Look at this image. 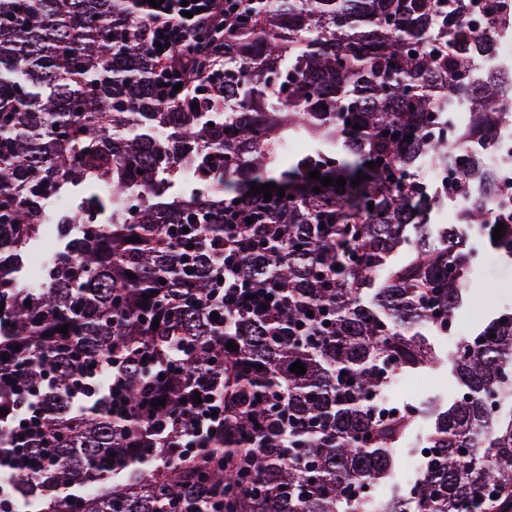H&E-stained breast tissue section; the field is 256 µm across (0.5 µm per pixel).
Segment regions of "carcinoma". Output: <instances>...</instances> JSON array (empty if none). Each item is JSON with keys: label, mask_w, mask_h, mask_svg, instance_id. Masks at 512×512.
<instances>
[{"label": "carcinoma", "mask_w": 512, "mask_h": 512, "mask_svg": "<svg viewBox=\"0 0 512 512\" xmlns=\"http://www.w3.org/2000/svg\"><path fill=\"white\" fill-rule=\"evenodd\" d=\"M133 11L0 0V465L30 477L6 497L36 512H173L183 497L216 512H347L428 416L415 508L393 493L383 512H512V417L488 403L512 402V311L448 354L451 404L385 421L372 407L390 368L416 375L435 359L422 331L454 319L475 260L446 228L433 241L421 157L458 164L462 226L493 242L504 223L494 247L512 260V212L488 206L490 175L463 152L504 117L494 105L512 82L482 68L494 41L470 33L467 0L257 4L190 42L196 70L175 105ZM468 110L456 144L427 135L435 116ZM294 137L305 156L281 148ZM185 157L224 193L168 194ZM267 183L271 200L252 194ZM77 188L91 193L52 219L46 198ZM134 193L110 222L69 230ZM52 227L44 283L17 287ZM268 292L271 309L253 300ZM196 391L217 423L202 426Z\"/></svg>", "instance_id": "1"}]
</instances>
